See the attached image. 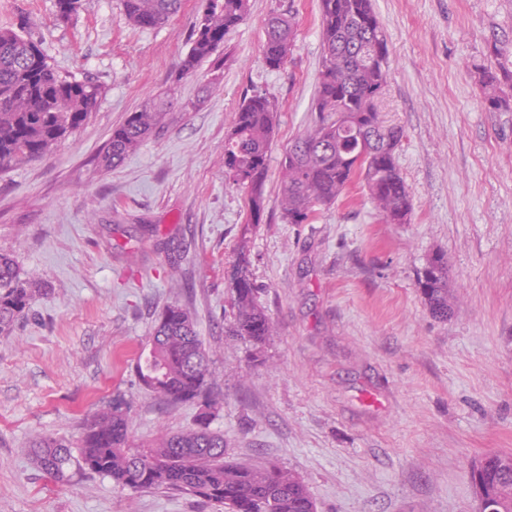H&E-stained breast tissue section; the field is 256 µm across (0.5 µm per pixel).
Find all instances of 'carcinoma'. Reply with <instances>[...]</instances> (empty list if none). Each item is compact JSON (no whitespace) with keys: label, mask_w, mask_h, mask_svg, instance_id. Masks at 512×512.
<instances>
[{"label":"carcinoma","mask_w":512,"mask_h":512,"mask_svg":"<svg viewBox=\"0 0 512 512\" xmlns=\"http://www.w3.org/2000/svg\"><path fill=\"white\" fill-rule=\"evenodd\" d=\"M180 7L181 0H122L126 19L139 29L160 26ZM249 11L250 0H205L179 74H191L205 61L219 71L224 35ZM295 25L291 13L268 18L262 62L269 70L287 64ZM319 28L322 60L311 107L317 117L281 161L280 218L285 224L310 223L317 207L335 203L358 178L386 223L406 224L410 196L396 162L403 130L384 126L377 109L387 79L388 46L373 0H320ZM500 84L498 71L484 69L480 90L490 109L509 108ZM100 97L99 85L57 71L25 30L0 29V169L52 151L96 111ZM278 112V101L267 94L246 96L224 139V175L247 189L253 224L266 210L265 181ZM166 116L162 98L130 113L112 130L101 167L118 166L163 126ZM418 285L429 312L448 319L453 296L444 258H430ZM232 291L231 335L260 346L277 334L276 324L256 300L243 250ZM41 292L37 274L22 271L11 255L0 253V333L10 330ZM136 370L143 389L164 402L201 401L199 427L162 433L134 446L127 411L115 400L85 423L75 450L51 437L35 438L30 453L37 467L61 484L69 482L74 468L135 492L190 493L229 512H316L295 472L226 458L224 435L206 426L215 406L210 392L216 368L189 311L176 304L163 310ZM472 479L480 501L490 499L497 512H512V453L485 457L473 468Z\"/></svg>","instance_id":"obj_1"}]
</instances>
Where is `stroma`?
<instances>
[{
    "label": "stroma",
    "mask_w": 512,
    "mask_h": 512,
    "mask_svg": "<svg viewBox=\"0 0 512 512\" xmlns=\"http://www.w3.org/2000/svg\"><path fill=\"white\" fill-rule=\"evenodd\" d=\"M374 8L389 49L379 110L404 132L406 224L383 223L357 186L312 223L279 217L280 161L313 124L319 0H250L224 37L220 73L205 62L184 77L203 0H183L152 30L131 26L119 0H82L66 22L56 0H0V28H24L55 68L102 91L54 150L0 170V253L45 287L0 335V512H224L99 475L63 485L29 454L42 435L78 446L84 423L116 398L134 443L195 426L198 403L160 402L135 373L168 304L192 313L216 367L210 428L231 459L293 470L317 512H479L473 465L512 452V109L489 110L478 84L487 67L512 73V0ZM287 11L295 48L271 72L264 22ZM256 92L281 112L267 209L252 225L223 158L234 115ZM158 96L169 103L164 129L101 169L113 129ZM243 237L257 300L278 326L258 351L225 334ZM437 254L454 297L445 320L418 288Z\"/></svg>",
    "instance_id": "35a3bbf8"
}]
</instances>
